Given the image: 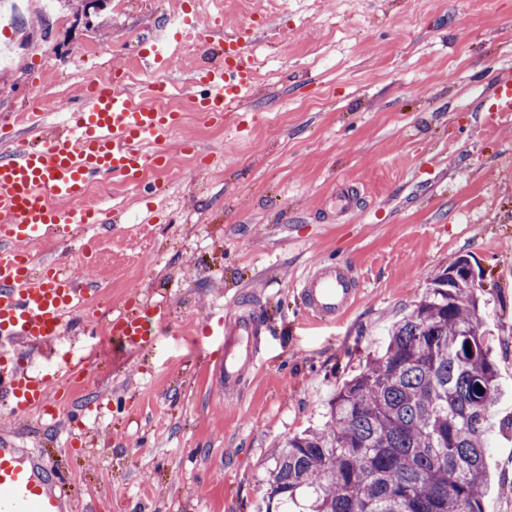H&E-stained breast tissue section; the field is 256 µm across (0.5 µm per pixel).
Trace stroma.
Here are the masks:
<instances>
[{"mask_svg":"<svg viewBox=\"0 0 512 512\" xmlns=\"http://www.w3.org/2000/svg\"><path fill=\"white\" fill-rule=\"evenodd\" d=\"M168 2L0 24V45L20 41L0 68V116L60 122L77 84L139 64L129 34L158 30ZM218 12L228 30L271 23L255 55L272 79L220 125L182 107L167 168L95 183L105 223L22 246L94 285L71 320L105 328L155 307L150 346L102 356L88 386L66 382L57 418L0 410V437L65 474L72 512H306L307 494L271 493L278 448L324 424L337 388L464 255L481 273L500 389L483 507L512 512V112L487 110L512 72V0H220ZM346 183L363 206L342 215ZM316 260L364 283L350 313L321 325L294 288ZM244 293L264 328L229 395L224 320Z\"/></svg>","mask_w":512,"mask_h":512,"instance_id":"obj_1","label":"stroma"}]
</instances>
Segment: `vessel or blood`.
I'll use <instances>...</instances> for the list:
<instances>
[{
    "mask_svg": "<svg viewBox=\"0 0 512 512\" xmlns=\"http://www.w3.org/2000/svg\"><path fill=\"white\" fill-rule=\"evenodd\" d=\"M185 27L202 30L207 38L221 34L216 26L201 28L197 14L186 12L152 41L141 56L143 68L155 76L148 86L151 104L134 105L119 90L117 79L95 82L65 127L49 126L45 113H30L37 145L0 153V346L11 344L17 351L15 359L0 361V409L12 415L48 407L51 381L74 372L69 362L47 374L32 373L28 365L48 355L64 331L65 314L82 293L60 262H45L41 272H33L21 246L56 228L102 223L100 211L83 203L94 177L111 174L136 184L147 170L166 167V144L181 115L159 110L153 102L171 92L167 73L172 56L167 46ZM223 36V58L191 77L204 92L191 96L190 105L209 123L223 122L225 114L241 111L256 82L252 27ZM489 98L490 111L512 112V79L499 81ZM361 288L348 265L323 260L302 276L298 296L311 321L327 323L351 309ZM260 330L259 316L249 307L226 321L225 389L240 390L241 358L250 354ZM113 333L116 353L140 352L149 346L144 316L118 318ZM59 482L38 455L20 454L0 442V512H71Z\"/></svg>",
    "mask_w": 512,
    "mask_h": 512,
    "instance_id": "vessel-or-blood-1",
    "label": "vessel or blood"
}]
</instances>
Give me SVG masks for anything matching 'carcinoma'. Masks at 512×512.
I'll use <instances>...</instances> for the list:
<instances>
[{"instance_id": "obj_1", "label": "carcinoma", "mask_w": 512, "mask_h": 512, "mask_svg": "<svg viewBox=\"0 0 512 512\" xmlns=\"http://www.w3.org/2000/svg\"><path fill=\"white\" fill-rule=\"evenodd\" d=\"M458 258L329 404L321 429L296 434L270 472L272 494H309V512H483L497 370L473 281ZM433 329V352L414 340Z\"/></svg>"}]
</instances>
